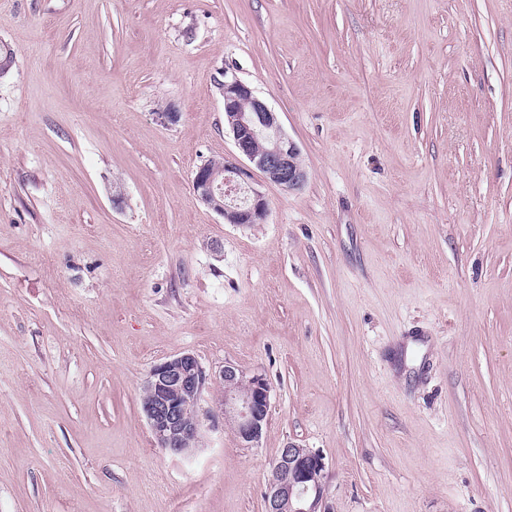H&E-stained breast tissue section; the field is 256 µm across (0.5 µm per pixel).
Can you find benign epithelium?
Masks as SVG:
<instances>
[{
  "label": "benign epithelium",
  "mask_w": 512,
  "mask_h": 512,
  "mask_svg": "<svg viewBox=\"0 0 512 512\" xmlns=\"http://www.w3.org/2000/svg\"><path fill=\"white\" fill-rule=\"evenodd\" d=\"M224 123L232 133L235 153L224 159L220 172L204 164L194 171L192 186L198 199L224 217L226 224H262L268 202L251 186V170L288 190L301 188L307 172L300 150L282 130L277 113L245 82L224 80ZM243 101L250 108H239ZM267 147L253 148L257 136ZM219 388L217 404L224 424L244 447L261 439L268 422L270 385L259 373L249 375L231 363L209 373L191 352L154 365L143 385L141 407L155 443L172 456L190 458L203 447L201 401L210 385ZM325 462L311 448L288 443L273 464L265 494V512H322Z\"/></svg>",
  "instance_id": "obj_1"
}]
</instances>
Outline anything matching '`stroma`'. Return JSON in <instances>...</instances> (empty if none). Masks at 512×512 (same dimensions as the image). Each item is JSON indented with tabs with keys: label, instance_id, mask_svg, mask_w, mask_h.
<instances>
[{
	"label": "stroma",
	"instance_id": "stroma-1",
	"mask_svg": "<svg viewBox=\"0 0 512 512\" xmlns=\"http://www.w3.org/2000/svg\"><path fill=\"white\" fill-rule=\"evenodd\" d=\"M0 50V512H264L291 441L326 512H512V0H0ZM228 75L308 174L252 226L192 187ZM185 351L266 376L256 447L209 391L155 445Z\"/></svg>",
	"mask_w": 512,
	"mask_h": 512
}]
</instances>
